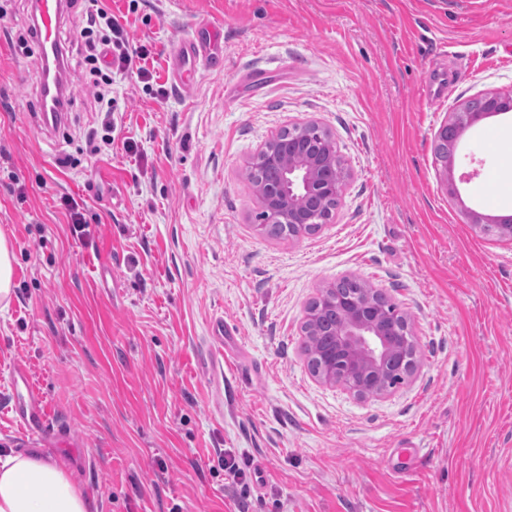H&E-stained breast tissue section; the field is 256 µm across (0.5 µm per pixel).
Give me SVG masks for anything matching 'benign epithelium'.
<instances>
[{"instance_id":"1","label":"benign epithelium","mask_w":512,"mask_h":512,"mask_svg":"<svg viewBox=\"0 0 512 512\" xmlns=\"http://www.w3.org/2000/svg\"><path fill=\"white\" fill-rule=\"evenodd\" d=\"M511 111L512 89L462 101L448 114L436 134L435 151L441 184L448 195L459 193L454 174L457 142L481 119ZM289 133L286 139L273 136L254 157L256 166L271 174L256 193L262 214L258 229L268 235L277 224L288 225L298 235L320 229L334 212L323 206L340 200L350 176L331 135L320 124L308 121ZM466 216L474 228L512 244L511 214L470 209ZM378 293L376 288L356 295L334 285L323 288L307 307L302 328L304 335L316 336L322 321L341 314V323L329 330L330 340L312 375L325 384L340 385L358 398L380 397L393 389L390 376L395 370L403 371L407 378L414 370L406 351L413 341L411 328L397 338L391 336Z\"/></svg>"}]
</instances>
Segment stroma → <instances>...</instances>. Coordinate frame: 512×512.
I'll use <instances>...</instances> for the list:
<instances>
[{"instance_id":"35a3bbf8","label":"stroma","mask_w":512,"mask_h":512,"mask_svg":"<svg viewBox=\"0 0 512 512\" xmlns=\"http://www.w3.org/2000/svg\"><path fill=\"white\" fill-rule=\"evenodd\" d=\"M102 2L151 51L150 78L113 75L106 139L73 46L68 123L38 129L31 0L0 25V450L49 451L94 512H238L228 456L254 512H512V244L466 218L503 211L485 176L512 165V112L460 139L459 196L433 151L459 101L512 87V0ZM206 21L218 58L175 84L172 47ZM307 119L350 171L341 201L315 233L262 234L246 167ZM347 276L419 350L381 397L316 380L302 350L307 305ZM17 362L66 441L20 433ZM12 254L4 235L0 234V304L8 306L12 293ZM224 475L225 480L232 487H239V511H248L249 509V494L247 492L248 484L246 482V474L243 467L235 462L234 459H224Z\"/></svg>"}]
</instances>
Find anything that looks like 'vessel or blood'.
<instances>
[{
    "instance_id": "obj_1",
    "label": "vessel or blood",
    "mask_w": 512,
    "mask_h": 512,
    "mask_svg": "<svg viewBox=\"0 0 512 512\" xmlns=\"http://www.w3.org/2000/svg\"><path fill=\"white\" fill-rule=\"evenodd\" d=\"M67 11V0H32V26L34 39L39 47L40 57L48 71L43 75L39 112L35 119L43 130L58 129L65 121V116L56 106L53 84L56 78L65 77L66 61L61 44L60 33ZM172 56L175 65H182L188 60L206 59L208 48L206 42L176 43ZM13 412L15 419L29 435L42 433L47 425V415L36 397H29L18 402Z\"/></svg>"
}]
</instances>
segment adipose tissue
I'll list each match as a JSON object with an SVG mask.
<instances>
[{
    "label": "adipose tissue",
    "instance_id": "adipose-tissue-1",
    "mask_svg": "<svg viewBox=\"0 0 512 512\" xmlns=\"http://www.w3.org/2000/svg\"><path fill=\"white\" fill-rule=\"evenodd\" d=\"M91 498L52 458L0 457V512H90Z\"/></svg>",
    "mask_w": 512,
    "mask_h": 512
}]
</instances>
